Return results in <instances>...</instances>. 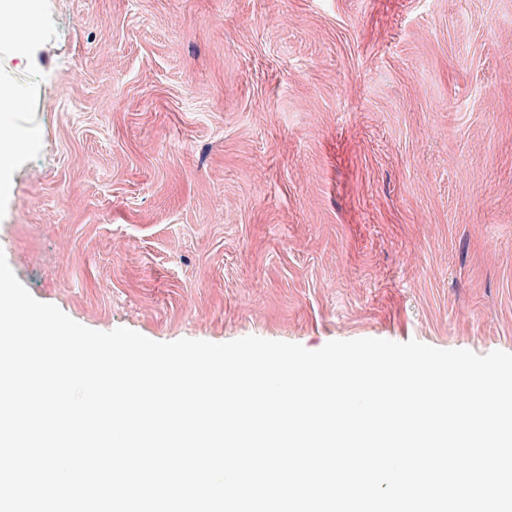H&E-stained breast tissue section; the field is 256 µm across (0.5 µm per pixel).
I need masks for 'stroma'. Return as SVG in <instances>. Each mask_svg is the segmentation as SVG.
I'll return each instance as SVG.
<instances>
[{"instance_id": "stroma-1", "label": "stroma", "mask_w": 512, "mask_h": 512, "mask_svg": "<svg viewBox=\"0 0 512 512\" xmlns=\"http://www.w3.org/2000/svg\"><path fill=\"white\" fill-rule=\"evenodd\" d=\"M0 252L158 342L512 353V0H35Z\"/></svg>"}]
</instances>
